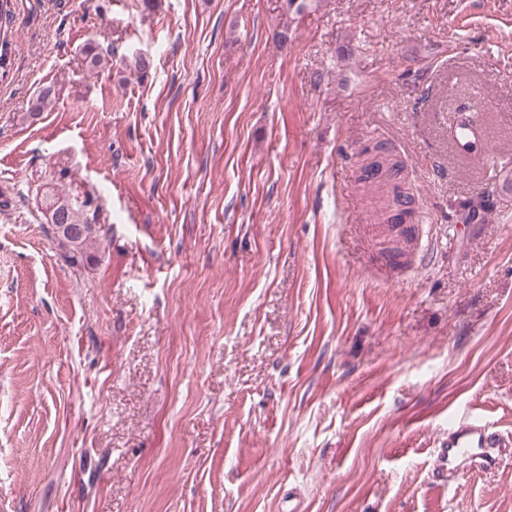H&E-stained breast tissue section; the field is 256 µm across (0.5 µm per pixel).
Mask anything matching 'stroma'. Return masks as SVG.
<instances>
[{
	"label": "stroma",
	"instance_id": "35a3bbf8",
	"mask_svg": "<svg viewBox=\"0 0 512 512\" xmlns=\"http://www.w3.org/2000/svg\"><path fill=\"white\" fill-rule=\"evenodd\" d=\"M11 3L0 512H512V456L434 474L512 434V194L448 139L480 91L512 163V0ZM397 186L435 251L380 273ZM65 207V222L61 223L60 214L53 215L56 205L48 203L46 207L45 216L47 223L50 224L52 233L56 242L62 241L69 248L79 243V241L88 233L90 226L75 225V224H89V222L80 216V210L73 203L68 201V205H61ZM95 229L92 233L85 236L79 243V249L75 251L79 252L82 257L85 254L94 255L99 251L102 241ZM512 436L492 430L487 423L462 418L448 430V439L440 445L441 465L437 472L443 476L448 462V471L456 470L457 462L463 458L480 459L481 468L495 466L506 456L512 455Z\"/></svg>",
	"mask_w": 512,
	"mask_h": 512
}]
</instances>
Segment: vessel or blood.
<instances>
[{
	"instance_id": "b4317fda",
	"label": "vessel or blood",
	"mask_w": 512,
	"mask_h": 512,
	"mask_svg": "<svg viewBox=\"0 0 512 512\" xmlns=\"http://www.w3.org/2000/svg\"><path fill=\"white\" fill-rule=\"evenodd\" d=\"M453 143L469 159L484 163L489 169H496L497 161L490 149V143L479 126L453 127ZM512 455V436L492 430L487 424L461 419L448 432V438L441 445L440 458L449 469H456L463 458L479 459L481 467L495 466L502 458Z\"/></svg>"
}]
</instances>
